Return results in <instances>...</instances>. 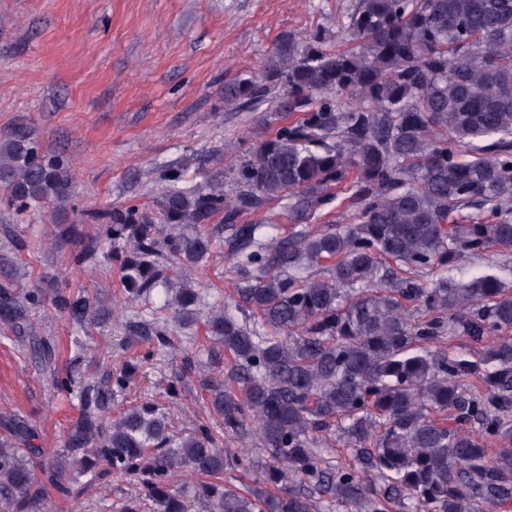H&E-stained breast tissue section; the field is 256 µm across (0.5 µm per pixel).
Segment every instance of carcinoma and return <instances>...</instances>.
Segmentation results:
<instances>
[{"instance_id":"1","label":"carcinoma","mask_w":512,"mask_h":512,"mask_svg":"<svg viewBox=\"0 0 512 512\" xmlns=\"http://www.w3.org/2000/svg\"><path fill=\"white\" fill-rule=\"evenodd\" d=\"M341 38L327 49L315 30L299 47L282 36L265 78L224 83V104L251 107L277 89L288 124L240 161L231 192L224 170L188 185L169 168L150 205L77 211L69 163L43 151L29 127L0 137L3 204L49 205L77 239L81 266L105 247L121 293L149 315L145 353L170 356L183 330L202 325L218 373L205 379L224 432L256 419L270 467L264 478L299 484L281 496L223 484L248 461L218 446L201 425L179 432L155 404L127 405L124 369L56 381L78 400L66 448L43 462L34 430L0 415V509L44 512V482L87 477L137 482L130 512H185L173 476L188 468L213 512H310L311 498L358 512H477L512 503V292L497 273L461 275L459 258L512 251V0H357ZM316 210L336 199L353 223L278 237L276 224H239L280 198ZM97 223L79 238L77 226ZM243 284L232 304L201 317L191 286L224 228ZM181 282L176 292L170 284ZM440 316L416 322L408 305ZM32 292L0 289V320L29 330ZM53 306L87 329L112 310L98 297L60 296ZM248 311L241 319L238 311ZM448 319L483 349L471 360L437 347ZM229 355L237 388L224 387ZM355 446L357 465L321 467L312 444L333 427ZM379 476L383 488L368 487Z\"/></svg>"}]
</instances>
